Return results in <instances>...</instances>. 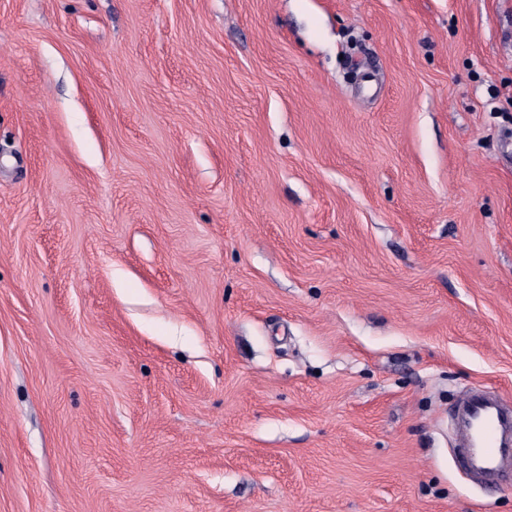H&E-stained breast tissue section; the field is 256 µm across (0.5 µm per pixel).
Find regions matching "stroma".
<instances>
[{"instance_id": "35a3bbf8", "label": "stroma", "mask_w": 512, "mask_h": 512, "mask_svg": "<svg viewBox=\"0 0 512 512\" xmlns=\"http://www.w3.org/2000/svg\"><path fill=\"white\" fill-rule=\"evenodd\" d=\"M512 0H0V512H512ZM463 448H457L460 467L471 476H482L494 483L506 473L511 448H504L502 434L510 423V414L496 399L467 397L456 408Z\"/></svg>"}]
</instances>
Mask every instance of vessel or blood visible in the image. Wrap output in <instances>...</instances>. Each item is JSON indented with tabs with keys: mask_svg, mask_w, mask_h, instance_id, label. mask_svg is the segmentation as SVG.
<instances>
[{
	"mask_svg": "<svg viewBox=\"0 0 512 512\" xmlns=\"http://www.w3.org/2000/svg\"><path fill=\"white\" fill-rule=\"evenodd\" d=\"M456 413L464 441L457 455L460 467L469 475L484 477L486 482L498 481L512 460V450L502 444V434L512 424V415L496 399L486 396L465 398Z\"/></svg>",
	"mask_w": 512,
	"mask_h": 512,
	"instance_id": "vessel-or-blood-1",
	"label": "vessel or blood"
}]
</instances>
